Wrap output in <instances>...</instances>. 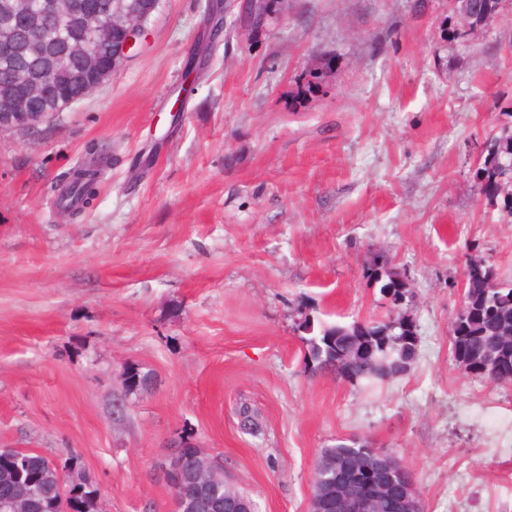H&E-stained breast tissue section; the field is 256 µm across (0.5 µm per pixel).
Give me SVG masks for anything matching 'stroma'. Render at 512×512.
I'll return each instance as SVG.
<instances>
[{"label":"stroma","mask_w":512,"mask_h":512,"mask_svg":"<svg viewBox=\"0 0 512 512\" xmlns=\"http://www.w3.org/2000/svg\"><path fill=\"white\" fill-rule=\"evenodd\" d=\"M452 24L448 0H288L258 30L237 0H159L100 87L0 132V448L72 459L102 512H173L185 440L255 512H311L321 450L357 437L423 512H512V384L450 350L469 265L512 280L473 176L512 131V0L466 43ZM377 252L414 291L416 359L374 386L312 373L299 313L387 318ZM86 171L90 170H79L75 173L68 192L69 195L75 194L76 200L80 199L85 204L95 195L96 184L92 179L93 174H87Z\"/></svg>","instance_id":"stroma-1"}]
</instances>
